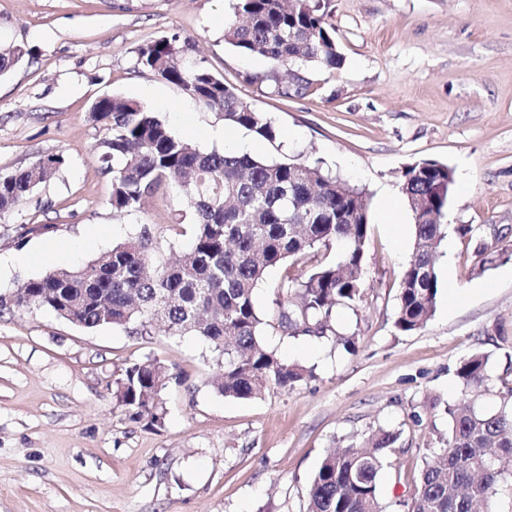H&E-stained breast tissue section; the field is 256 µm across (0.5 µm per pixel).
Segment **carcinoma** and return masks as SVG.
Instances as JSON below:
<instances>
[{"label": "carcinoma", "instance_id": "carcinoma-1", "mask_svg": "<svg viewBox=\"0 0 512 512\" xmlns=\"http://www.w3.org/2000/svg\"><path fill=\"white\" fill-rule=\"evenodd\" d=\"M234 19L224 42L263 58L275 68L313 66L341 69L331 27L309 0H233ZM189 40L162 37L140 46L138 65L177 85L202 107L219 112L231 126L273 142L276 132L261 113L244 105L234 88L205 67L188 62ZM25 52L0 44V75ZM94 121L107 135L102 160L112 162L115 213L141 207L161 185L172 184L189 210H178L173 225L188 226L191 243L170 262L152 224L112 247L105 256L75 269L56 268L0 294V312L45 308L87 328L110 325L132 336H198L224 359L216 390L249 399L275 386L291 389L304 370L268 350L261 336L264 319L254 290L267 268L310 256L307 277L289 278L280 288L298 297L278 303V326L294 333L323 336L336 332L333 313L362 300L369 207L366 194L340 179L285 161L202 152L172 134L140 102L121 96L97 99ZM64 163L47 155L28 168L0 175V214L8 212ZM401 189L414 219L413 253L400 282L396 327L421 330L436 310V260L448 225L435 223L448 208V165L425 160L401 171ZM338 247L333 262L321 253ZM457 377L466 388L494 386L486 355L463 359ZM171 376L157 361L133 363L113 382L115 406L129 418L163 424L162 391ZM500 405L484 410L466 396L448 404L444 448L425 461L408 512H478L507 472H512V386L500 392ZM400 432L378 429L363 442L330 449L308 492L307 512H383L378 492L386 454Z\"/></svg>", "mask_w": 512, "mask_h": 512}]
</instances>
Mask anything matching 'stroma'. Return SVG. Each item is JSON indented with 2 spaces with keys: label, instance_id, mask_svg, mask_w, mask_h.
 <instances>
[{
  "label": "stroma",
  "instance_id": "stroma-1",
  "mask_svg": "<svg viewBox=\"0 0 512 512\" xmlns=\"http://www.w3.org/2000/svg\"><path fill=\"white\" fill-rule=\"evenodd\" d=\"M345 58L337 71L307 70L305 93L282 97L259 57L224 41L231 0H0V42L30 57L0 75V174L63 155L57 175L0 215V291L56 267L77 268L151 224L173 251L188 245L171 224L181 196L161 187L122 215L97 152L106 132L89 114L105 95L134 99L176 137L227 151L225 135L256 156L321 167L369 201L366 282L358 308H337L335 334L272 325L286 275L269 267L254 293L262 340L310 375L293 389L230 399L212 386L209 345L186 335L145 339L86 329L46 309L0 315V512H306L327 450L379 428L400 431L379 480L385 512L405 503L425 458L448 430L445 408L463 386L465 357L490 358L512 381V0H321ZM179 35L191 56L234 87L277 132L267 142L227 128L181 89L137 63L139 46ZM435 160L454 174L436 271L437 309L426 327L395 326L414 220L388 224L386 191L400 173ZM36 224L47 234L31 233ZM481 227L494 262L481 264L459 234ZM160 361L185 382L163 391L162 426L129 419L113 382L134 363Z\"/></svg>",
  "mask_w": 512,
  "mask_h": 512
}]
</instances>
